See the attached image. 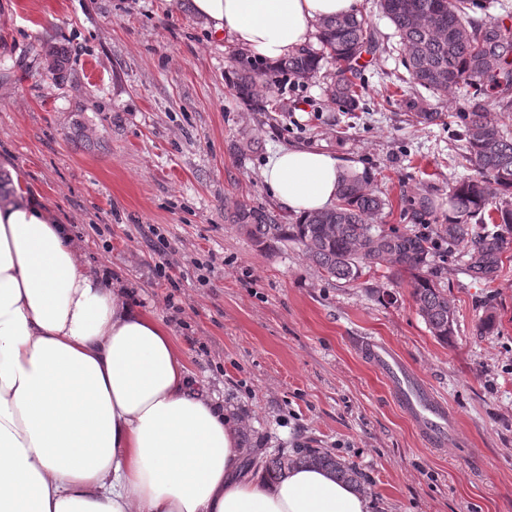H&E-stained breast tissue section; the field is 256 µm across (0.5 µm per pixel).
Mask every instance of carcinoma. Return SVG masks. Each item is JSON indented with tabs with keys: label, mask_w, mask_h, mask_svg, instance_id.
Segmentation results:
<instances>
[{
	"label": "carcinoma",
	"mask_w": 512,
	"mask_h": 512,
	"mask_svg": "<svg viewBox=\"0 0 512 512\" xmlns=\"http://www.w3.org/2000/svg\"><path fill=\"white\" fill-rule=\"evenodd\" d=\"M394 28L396 52L416 91L409 108L423 125L460 123L464 148L459 164L474 175L455 181L448 190V223L443 225L448 245L469 246L465 273L491 282L502 269L508 241L484 231L485 220L512 229V131L501 127L494 112H512V28L486 15L490 0H378ZM380 40L368 15L357 12L320 22L318 46H306L278 63L277 69L314 79L324 64L334 67L327 87L330 99L352 112L365 104L363 56H375ZM41 51L53 57L51 77L61 78L68 64L64 47L48 43ZM233 88L252 112L268 111L272 76L252 56L233 59ZM459 93L464 111H434L427 97ZM386 200L357 174L343 178L334 208L313 212L295 223L274 210L238 203L228 214L256 244L271 249L294 242L328 278L357 280L363 269L386 266L410 273L412 298L433 336L446 342L454 335L455 309L445 291L426 273L431 243L421 234L382 233L374 223L384 214ZM410 220L428 224L432 201L425 195L408 198ZM312 464L327 469L349 484L362 486V473L336 458L301 450L293 455L266 456L265 471L275 480L293 465Z\"/></svg>",
	"instance_id": "1"
}]
</instances>
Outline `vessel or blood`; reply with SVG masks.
Returning <instances> with one entry per match:
<instances>
[{"label": "vessel or blood", "instance_id": "b4317fda", "mask_svg": "<svg viewBox=\"0 0 512 512\" xmlns=\"http://www.w3.org/2000/svg\"><path fill=\"white\" fill-rule=\"evenodd\" d=\"M364 353L389 381L403 410L420 424L429 441L435 445L443 443L451 422L447 406L408 371L389 347L371 340L366 343Z\"/></svg>", "mask_w": 512, "mask_h": 512}]
</instances>
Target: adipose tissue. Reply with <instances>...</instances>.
I'll return each instance as SVG.
<instances>
[{"label": "adipose tissue", "mask_w": 512, "mask_h": 512, "mask_svg": "<svg viewBox=\"0 0 512 512\" xmlns=\"http://www.w3.org/2000/svg\"><path fill=\"white\" fill-rule=\"evenodd\" d=\"M360 0H192L215 35L271 63ZM349 161L277 152L263 178L294 215L336 202ZM241 424L168 327L94 274L39 196L0 202V512H373L314 465L243 471Z\"/></svg>", "instance_id": "ef3b65f1"}]
</instances>
